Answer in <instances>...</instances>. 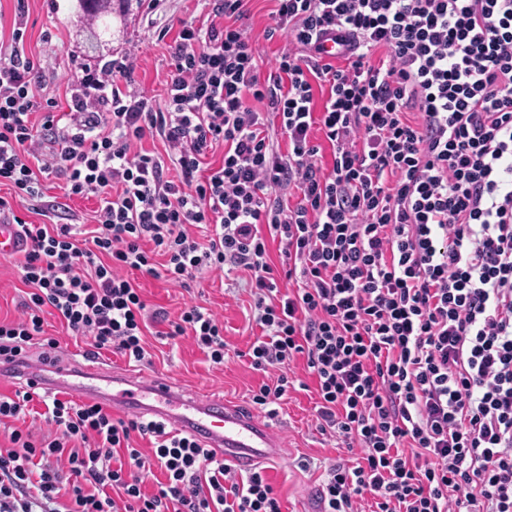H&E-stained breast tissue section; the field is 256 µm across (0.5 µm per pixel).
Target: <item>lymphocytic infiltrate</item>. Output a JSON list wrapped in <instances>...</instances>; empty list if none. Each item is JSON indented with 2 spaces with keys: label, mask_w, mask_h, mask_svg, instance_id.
<instances>
[{
  "label": "lymphocytic infiltrate",
  "mask_w": 512,
  "mask_h": 512,
  "mask_svg": "<svg viewBox=\"0 0 512 512\" xmlns=\"http://www.w3.org/2000/svg\"><path fill=\"white\" fill-rule=\"evenodd\" d=\"M248 2L181 22L160 109L131 89L129 61L84 70L67 111L45 109L23 28L0 42V222L29 288L0 320V361L29 365L42 344L55 365L49 310L89 338V359L145 361L160 321L223 364L212 312L169 319L130 275L184 287L239 269L262 331L251 365L280 371L254 403H277L304 358L319 429L362 454L329 466L319 512H512V0H275L265 33L285 45L265 75L240 26ZM328 40L346 68L322 56ZM147 137L164 152L134 151ZM50 175L66 197L42 207L53 223L21 219L13 198L41 199ZM89 195L82 231L67 202ZM42 417L47 434L16 427L0 449V512H282L265 468L238 473L168 422L60 395Z\"/></svg>",
  "instance_id": "obj_1"
}]
</instances>
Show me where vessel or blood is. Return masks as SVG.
I'll use <instances>...</instances> for the list:
<instances>
[{"label":"vessel or blood","instance_id":"1","mask_svg":"<svg viewBox=\"0 0 512 512\" xmlns=\"http://www.w3.org/2000/svg\"><path fill=\"white\" fill-rule=\"evenodd\" d=\"M112 380L118 384H134L135 397L127 401L94 390L91 398L116 411L129 407L166 420L201 438L207 447L215 449L226 463L237 469L273 462L282 453L273 429L224 401L200 398L159 377L134 383L129 377L116 373Z\"/></svg>","mask_w":512,"mask_h":512}]
</instances>
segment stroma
Returning a JSON list of instances; mask_svg holds the SVG:
<instances>
[{
    "instance_id": "35a3bbf8",
    "label": "stroma",
    "mask_w": 512,
    "mask_h": 512,
    "mask_svg": "<svg viewBox=\"0 0 512 512\" xmlns=\"http://www.w3.org/2000/svg\"><path fill=\"white\" fill-rule=\"evenodd\" d=\"M27 4V12L20 18L15 0H0V37L10 38L14 23H24V50L40 63L42 95L54 99L62 112L68 108L71 83L83 69H94L128 54L134 57L135 90L145 91L155 106H163L170 70L168 45L177 34L180 21L203 25L208 19L204 0H128L126 11L112 14L107 34L92 49L88 46L91 27L77 0H27ZM273 8L272 0H250L245 21L250 43L265 64L282 46L280 38L264 37ZM134 283L150 307L164 309L170 318H177L181 309L191 303L218 315L229 345L223 366L213 367L187 336L163 341L147 336V349L152 356L148 365L131 363L109 352L90 361L82 355L84 341L68 336L59 320L49 314L44 329L60 342L58 362L73 374V399L82 400L84 389L92 387L90 372L104 369L140 381L160 376L177 387L248 410L269 423L286 448L267 469L282 512H313L317 506L316 489L327 467L338 462L355 463L358 453L318 429L315 381L304 358L291 364L289 376L295 386L276 404L274 412L253 404V394L262 384L273 383L278 371H258L250 364L247 352L261 330L252 317V298L245 276L236 270L206 271L184 289L138 273ZM25 292L17 256L0 257V318L17 316V306Z\"/></svg>"
}]
</instances>
